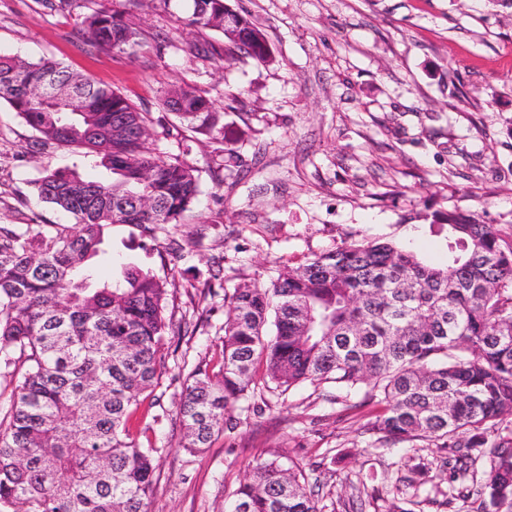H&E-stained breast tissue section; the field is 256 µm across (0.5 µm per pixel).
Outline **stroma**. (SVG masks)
<instances>
[{
    "label": "stroma",
    "instance_id": "stroma-1",
    "mask_svg": "<svg viewBox=\"0 0 512 512\" xmlns=\"http://www.w3.org/2000/svg\"><path fill=\"white\" fill-rule=\"evenodd\" d=\"M53 2L0 0V52L60 61L120 92L162 119L155 148L186 153L200 171L195 205L155 248L142 249L131 224L112 225L104 245L166 279L168 316L193 329L172 336L151 394L164 447L151 512H224L251 465L276 451L304 466L335 512H385L409 471L403 451L371 447L370 407L337 403L330 384L267 392L259 412L238 404L235 429L194 454L180 448L175 421L182 365L214 358L226 292L270 285L312 254L380 238L442 262L446 229L427 217L453 208L512 233V0H229L265 33L267 63L205 59L196 47L216 34L189 26L184 0L166 13L138 0L142 45L131 54L97 52L78 11ZM184 83L226 107L225 124L243 133L234 156L160 107ZM34 137L0 102V224H71L37 199L42 172L111 174L81 151L36 148ZM211 265L223 279L205 280Z\"/></svg>",
    "mask_w": 512,
    "mask_h": 512
}]
</instances>
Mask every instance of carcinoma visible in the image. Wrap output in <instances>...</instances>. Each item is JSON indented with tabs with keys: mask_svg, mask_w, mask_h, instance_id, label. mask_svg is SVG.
<instances>
[{
	"mask_svg": "<svg viewBox=\"0 0 512 512\" xmlns=\"http://www.w3.org/2000/svg\"><path fill=\"white\" fill-rule=\"evenodd\" d=\"M96 0L80 17L101 51L141 45L130 12ZM190 23L223 34L204 56L271 60L247 16L224 34V0H190ZM69 86L75 112L33 93ZM184 129L228 145L238 133L224 110L189 84L177 88ZM35 132V145L95 154L112 173L85 180L46 170L38 198L73 218L61 224L0 225V365L16 384L0 420V508L8 512H150L157 480L154 441L141 445L130 423L141 396L165 369L172 323L167 281L127 264L100 275L107 229L132 224L157 239L179 226L200 193L198 169L148 147L152 121L121 93L62 63L0 54V101ZM448 225V263L435 266L398 242L355 240L281 272L269 287L224 295L219 370L192 365L177 404L181 447L200 453L235 425L238 402L258 387L285 393L331 383L336 400L363 394L378 406L367 423L374 444L423 442L459 464L457 512H512V233L458 208L431 214ZM508 430L507 435L499 433ZM414 503L430 464L408 457ZM300 464L278 453L251 466L226 512H324Z\"/></svg>",
	"mask_w": 512,
	"mask_h": 512,
	"instance_id": "cac0c4a2",
	"label": "carcinoma"
}]
</instances>
